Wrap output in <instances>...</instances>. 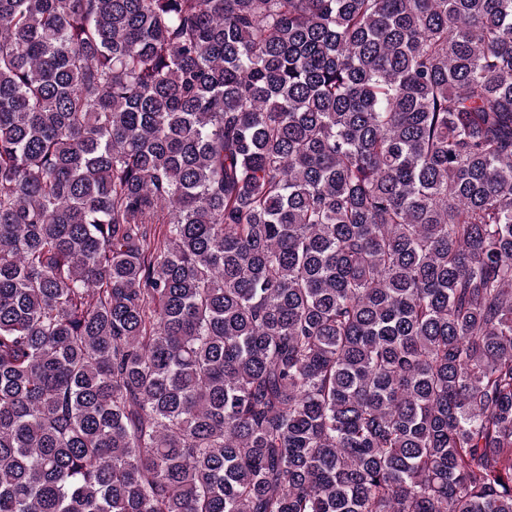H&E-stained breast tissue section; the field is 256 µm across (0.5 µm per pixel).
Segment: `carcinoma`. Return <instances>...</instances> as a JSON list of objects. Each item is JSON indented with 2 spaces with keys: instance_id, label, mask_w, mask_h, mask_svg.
<instances>
[{
  "instance_id": "cac0c4a2",
  "label": "carcinoma",
  "mask_w": 512,
  "mask_h": 512,
  "mask_svg": "<svg viewBox=\"0 0 512 512\" xmlns=\"http://www.w3.org/2000/svg\"><path fill=\"white\" fill-rule=\"evenodd\" d=\"M0 512H512V0H0Z\"/></svg>"
}]
</instances>
